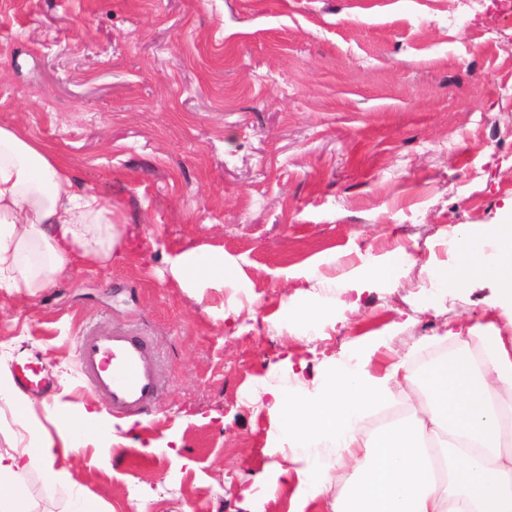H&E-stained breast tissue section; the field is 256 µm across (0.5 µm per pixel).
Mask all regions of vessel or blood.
<instances>
[{
    "label": "vessel or blood",
    "instance_id": "vessel-or-blood-1",
    "mask_svg": "<svg viewBox=\"0 0 512 512\" xmlns=\"http://www.w3.org/2000/svg\"><path fill=\"white\" fill-rule=\"evenodd\" d=\"M76 358L90 389L112 411L138 414L157 407L159 365L149 337L120 328L88 326L77 339Z\"/></svg>",
    "mask_w": 512,
    "mask_h": 512
}]
</instances>
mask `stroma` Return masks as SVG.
Masks as SVG:
<instances>
[{
  "instance_id": "1",
  "label": "stroma",
  "mask_w": 512,
  "mask_h": 512,
  "mask_svg": "<svg viewBox=\"0 0 512 512\" xmlns=\"http://www.w3.org/2000/svg\"><path fill=\"white\" fill-rule=\"evenodd\" d=\"M0 126L129 226L122 264L0 290V362L54 379L29 396L38 420L94 401L87 324L138 326L166 366L155 410L56 455L102 512H328L294 476L267 496L283 458L265 389L313 391L380 336L424 366L455 351L424 337L500 314L495 282L439 289L426 269L457 227L512 221V0H0ZM399 244L393 279L347 278ZM190 249L238 277L182 286L170 262ZM291 295L317 320L287 319ZM24 487L36 512H70L42 467Z\"/></svg>"
}]
</instances>
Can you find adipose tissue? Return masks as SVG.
I'll return each mask as SVG.
<instances>
[{
    "label": "adipose tissue",
    "mask_w": 512,
    "mask_h": 512,
    "mask_svg": "<svg viewBox=\"0 0 512 512\" xmlns=\"http://www.w3.org/2000/svg\"><path fill=\"white\" fill-rule=\"evenodd\" d=\"M126 233L111 204L78 183L65 160L0 126V289L33 293L55 287L75 265L123 260ZM408 257L400 245L349 275L367 287L392 279ZM172 272L190 288H220L234 276L220 250L184 251ZM429 275L443 286L491 280L512 302V224L460 229L449 259L433 263ZM446 339L459 356L420 373L402 358L382 362L390 345L376 338L362 345L355 366L330 369L313 393L270 389L267 409L277 425L267 451L289 448L293 455L290 467L278 468L269 494L294 472L310 497L331 495L330 512H512V312ZM473 339L485 356L471 354ZM396 400L404 407L398 418L363 431L366 413ZM54 425L52 433L29 426L28 447L0 448V512H32L24 476L41 462L49 480H60L52 468L58 448L110 423L89 405L58 413ZM326 439L337 457L355 463L336 494L332 465L309 453Z\"/></svg>",
    "instance_id": "adipose-tissue-1"
}]
</instances>
